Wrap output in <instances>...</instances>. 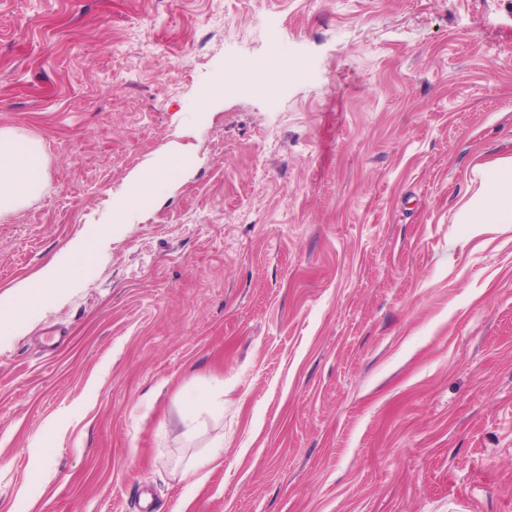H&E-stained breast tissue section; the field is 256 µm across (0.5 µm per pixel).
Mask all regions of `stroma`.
<instances>
[{
  "instance_id": "obj_1",
  "label": "stroma",
  "mask_w": 512,
  "mask_h": 512,
  "mask_svg": "<svg viewBox=\"0 0 512 512\" xmlns=\"http://www.w3.org/2000/svg\"><path fill=\"white\" fill-rule=\"evenodd\" d=\"M0 127V298L87 249L0 330V512H512V0H0ZM44 180L40 146L8 127L0 128V214L36 193ZM489 166L508 174L510 181L495 195L483 197L470 224H512V156L497 158ZM169 169L147 166L133 172L129 181L133 190L125 197L122 213L126 220L149 207L155 200L158 183L164 180ZM84 250L80 241H73L67 249L45 266L38 277L39 288H33L27 281L14 285L8 300L0 301V320L6 325L30 319L57 303L65 287L73 282L78 269L74 265V256Z\"/></svg>"
}]
</instances>
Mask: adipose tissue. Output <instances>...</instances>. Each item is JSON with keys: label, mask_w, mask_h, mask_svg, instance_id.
Instances as JSON below:
<instances>
[{"label": "adipose tissue", "mask_w": 512, "mask_h": 512, "mask_svg": "<svg viewBox=\"0 0 512 512\" xmlns=\"http://www.w3.org/2000/svg\"><path fill=\"white\" fill-rule=\"evenodd\" d=\"M491 166L508 174L509 179L495 195L483 198L472 221L476 224H512V156L497 158ZM167 175V170L153 166L133 172L129 177L133 189L122 206L124 217H132L149 207L155 200L158 183ZM43 180L40 146L23 139L11 128H0V214L14 210L36 193ZM83 250L82 242H71L63 253L41 270L38 286H31L26 281L17 283L8 300L0 301V320L8 325L15 324L57 303L78 273L73 258Z\"/></svg>", "instance_id": "1"}]
</instances>
